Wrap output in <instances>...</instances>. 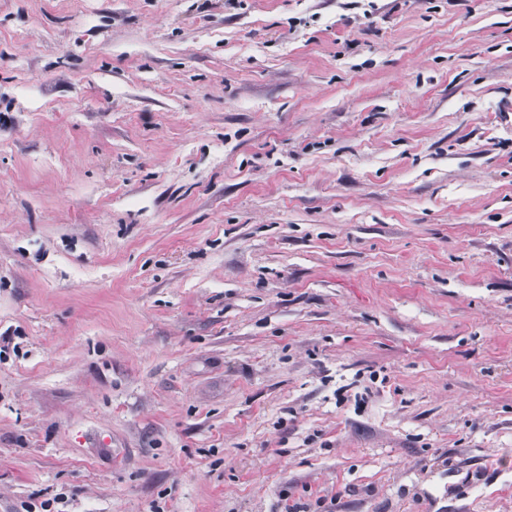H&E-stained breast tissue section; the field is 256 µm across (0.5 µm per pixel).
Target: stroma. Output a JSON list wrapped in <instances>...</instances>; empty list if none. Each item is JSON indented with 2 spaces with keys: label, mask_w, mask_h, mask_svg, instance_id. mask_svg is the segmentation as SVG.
Segmentation results:
<instances>
[{
  "label": "stroma",
  "mask_w": 512,
  "mask_h": 512,
  "mask_svg": "<svg viewBox=\"0 0 512 512\" xmlns=\"http://www.w3.org/2000/svg\"><path fill=\"white\" fill-rule=\"evenodd\" d=\"M512 512V0H0V512Z\"/></svg>",
  "instance_id": "35a3bbf8"
}]
</instances>
